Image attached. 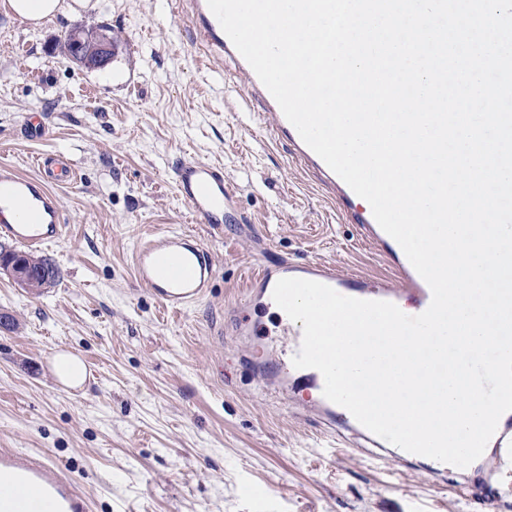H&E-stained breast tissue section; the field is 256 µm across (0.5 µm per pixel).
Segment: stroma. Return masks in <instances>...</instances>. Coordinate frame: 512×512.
Returning <instances> with one entry per match:
<instances>
[{"label": "stroma", "instance_id": "obj_1", "mask_svg": "<svg viewBox=\"0 0 512 512\" xmlns=\"http://www.w3.org/2000/svg\"><path fill=\"white\" fill-rule=\"evenodd\" d=\"M35 26L0 8V164L27 175L40 153L77 171L56 193L61 238L40 248L59 277L33 295L0 277V448L46 454L93 499L92 512H485L484 464L468 498L326 445L286 407L254 393L250 364L225 386L228 354L212 327L240 295L253 256L232 225L191 221L172 168L180 156L223 167L242 210L270 240L269 259L366 269L355 225L295 172L285 148L254 129L256 103L233 65L198 63L195 33L170 0H63ZM111 29L116 53L88 69L62 55L74 29ZM38 117L47 134L26 133ZM184 230L212 250L211 293L161 311L134 278L150 231ZM79 356L82 386L53 373Z\"/></svg>", "mask_w": 512, "mask_h": 512}]
</instances>
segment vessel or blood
<instances>
[{"label": "vessel or blood", "instance_id": "obj_1", "mask_svg": "<svg viewBox=\"0 0 512 512\" xmlns=\"http://www.w3.org/2000/svg\"><path fill=\"white\" fill-rule=\"evenodd\" d=\"M172 15L175 20H187L194 30L200 62L224 58L234 63L246 80L250 98L261 108V117L266 122L264 132L272 144L286 146L291 160L325 191L327 200L337 209H345L354 199V192L304 143L226 35L207 0H173ZM35 163L40 170L36 176L22 174L8 164L0 165V234L29 248L50 245L61 237L63 212L52 187L71 182L75 177L72 165L66 161L40 156ZM173 180L194 223L216 227L232 224L237 232L247 231L249 219L241 213L237 189L225 179L223 170L183 157L173 167ZM351 220L361 239L384 262L385 273H349L324 261L261 258L246 279L241 299L224 307L226 333L250 340L251 381L261 394L288 402L331 435L362 440L381 454L406 461L409 452L372 434L342 406L323 397L314 402L297 397L295 388L299 381L317 389L324 386L319 371L298 369L292 364L302 341V322L281 320L283 347L278 356L271 358L259 342L263 326L252 316L255 307L272 304L273 289L282 278L314 280L347 297L388 301L409 315L425 311L432 298L428 284L415 271L399 244L377 224L370 206L353 211ZM133 265L137 283L166 311L185 310L212 291L215 257L196 237L182 231L149 234L136 250ZM493 440L497 449V473L511 475L512 411L500 418ZM0 483L34 492L30 498L1 497L0 512H91L90 500L82 486L37 452L0 448Z\"/></svg>", "mask_w": 512, "mask_h": 512}]
</instances>
